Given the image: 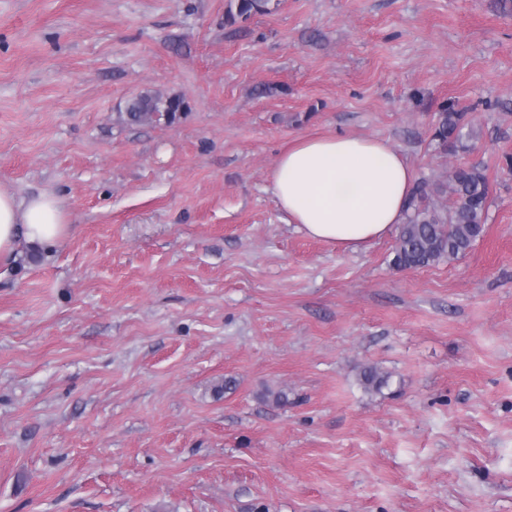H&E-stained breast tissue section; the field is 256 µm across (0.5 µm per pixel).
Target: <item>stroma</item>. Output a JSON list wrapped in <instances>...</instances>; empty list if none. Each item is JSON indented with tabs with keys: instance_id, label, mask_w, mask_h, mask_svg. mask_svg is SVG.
I'll list each match as a JSON object with an SVG mask.
<instances>
[{
	"instance_id": "stroma-1",
	"label": "stroma",
	"mask_w": 512,
	"mask_h": 512,
	"mask_svg": "<svg viewBox=\"0 0 512 512\" xmlns=\"http://www.w3.org/2000/svg\"><path fill=\"white\" fill-rule=\"evenodd\" d=\"M229 5L0 0V187L71 223L0 266V512H512V0ZM144 91L189 109L129 124ZM330 134L484 165V237H307L270 173ZM467 128V132L464 130ZM474 137L466 112L455 110L453 105L439 112L434 126L433 140L438 149L449 155L469 149V140Z\"/></svg>"
}]
</instances>
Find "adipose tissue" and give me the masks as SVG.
<instances>
[{
    "instance_id": "obj_1",
    "label": "adipose tissue",
    "mask_w": 512,
    "mask_h": 512,
    "mask_svg": "<svg viewBox=\"0 0 512 512\" xmlns=\"http://www.w3.org/2000/svg\"><path fill=\"white\" fill-rule=\"evenodd\" d=\"M414 173L388 142L368 137H298L280 153L271 190L289 223L342 252H356L404 223ZM52 195L20 198L0 188V262L22 246L48 248L68 232Z\"/></svg>"
}]
</instances>
